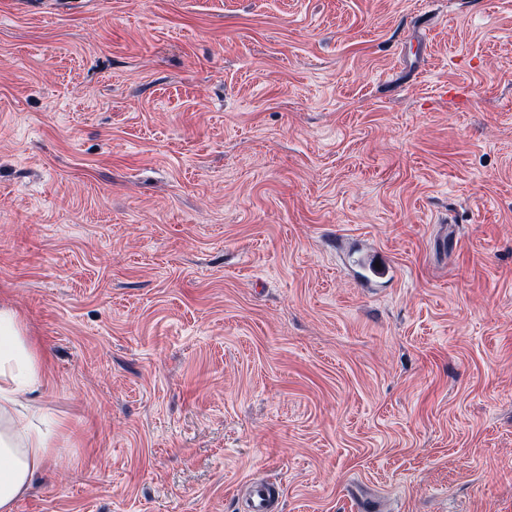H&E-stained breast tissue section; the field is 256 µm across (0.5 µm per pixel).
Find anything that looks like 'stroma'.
Instances as JSON below:
<instances>
[{"label":"stroma","instance_id":"1","mask_svg":"<svg viewBox=\"0 0 512 512\" xmlns=\"http://www.w3.org/2000/svg\"><path fill=\"white\" fill-rule=\"evenodd\" d=\"M0 304L15 512H512V0H0ZM40 366L18 314L0 305L1 512H14L55 449V421L38 402ZM279 484L250 482L244 505L240 512H278L282 499Z\"/></svg>","mask_w":512,"mask_h":512}]
</instances>
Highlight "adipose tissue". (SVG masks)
Returning <instances> with one entry per match:
<instances>
[{"label": "adipose tissue", "instance_id": "ef3b65f1", "mask_svg": "<svg viewBox=\"0 0 512 512\" xmlns=\"http://www.w3.org/2000/svg\"><path fill=\"white\" fill-rule=\"evenodd\" d=\"M41 357L14 309L0 305V512H14L58 432L38 401Z\"/></svg>", "mask_w": 512, "mask_h": 512}]
</instances>
